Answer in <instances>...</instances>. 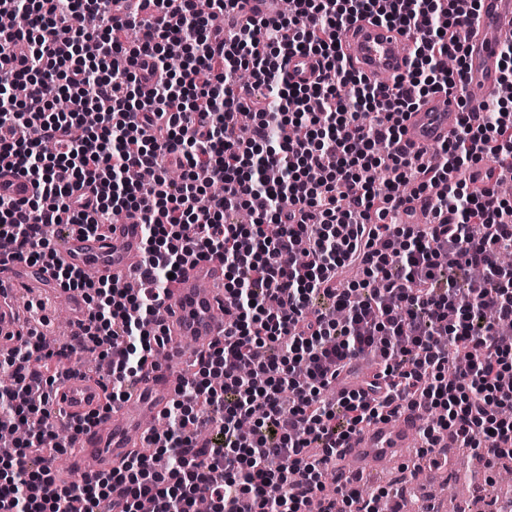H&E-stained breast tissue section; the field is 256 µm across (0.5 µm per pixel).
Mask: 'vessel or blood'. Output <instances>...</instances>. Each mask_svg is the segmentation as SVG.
Returning <instances> with one entry per match:
<instances>
[{
	"label": "vessel or blood",
	"instance_id": "vessel-or-blood-1",
	"mask_svg": "<svg viewBox=\"0 0 512 512\" xmlns=\"http://www.w3.org/2000/svg\"><path fill=\"white\" fill-rule=\"evenodd\" d=\"M473 35L468 43V63L464 73L467 87L483 96L500 89V47L512 39V0H482ZM413 41L397 29L367 19L350 30L343 39L342 52L347 65L361 72L372 83L387 82L405 71ZM320 62L314 56H295L288 62L293 80L310 82L317 78ZM459 118L456 98L440 105L431 97L414 111L405 123L402 142L412 152L435 150L456 128ZM64 263L100 276L125 279L142 258V233L134 219L112 225L104 234H72L56 248ZM52 273L42 267H25L0 258V350L14 349L22 341L16 302L36 293ZM224 266L219 260L187 264L171 288L165 303V343L174 360L192 361L200 349H208L224 339ZM70 330L80 332L87 316L81 293L67 292ZM101 386L82 374H69L56 392L57 428H68L78 416L95 409ZM171 395L166 372L149 370L130 398L111 415L79 434L76 454L94 460L97 469L115 468L127 457L132 440L154 429L158 413ZM419 411L404 410L396 420L377 422L357 432L338 455L336 462L347 474L359 476L380 471L385 463L399 459L403 448L422 428Z\"/></svg>",
	"mask_w": 512,
	"mask_h": 512
}]
</instances>
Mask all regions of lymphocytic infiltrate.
Wrapping results in <instances>:
<instances>
[{
    "instance_id": "obj_1",
    "label": "lymphocytic infiltrate",
    "mask_w": 512,
    "mask_h": 512,
    "mask_svg": "<svg viewBox=\"0 0 512 512\" xmlns=\"http://www.w3.org/2000/svg\"><path fill=\"white\" fill-rule=\"evenodd\" d=\"M236 0H0L28 19L0 33V164L29 181L0 195V254L49 267L82 291V334L28 331L0 361V512H400L389 489L352 480L326 493L340 448L403 407L433 410L425 454L478 448L512 457V201L472 175L494 155L512 181V42L507 94L473 110L464 93L468 28L480 0H293L235 19ZM366 18L414 37L405 74L370 84L338 44ZM181 48L170 66V45ZM297 54L318 80H291ZM453 59L446 68L445 59ZM457 91L459 122L439 161L409 153L404 121ZM66 92L69 109L52 100ZM424 198L435 221L400 209ZM247 211L250 221L238 223ZM139 215L140 287L92 279L57 258L51 234ZM220 259L231 309L148 437L151 455L57 480L69 451L50 393L66 362L109 364L111 412L154 365L155 314L187 260Z\"/></svg>"
}]
</instances>
